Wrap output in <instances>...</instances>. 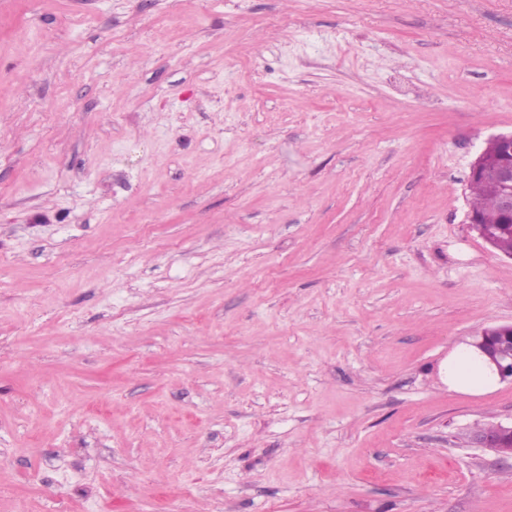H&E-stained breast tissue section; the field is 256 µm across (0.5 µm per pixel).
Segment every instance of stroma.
<instances>
[{"label":"stroma","instance_id":"obj_1","mask_svg":"<svg viewBox=\"0 0 512 512\" xmlns=\"http://www.w3.org/2000/svg\"><path fill=\"white\" fill-rule=\"evenodd\" d=\"M511 131L512 0H0V512H512ZM488 144L497 147L492 155L486 154ZM476 179H492L499 185L501 224H508L512 230V133L495 135L487 141L471 169L470 181ZM472 195L471 208L480 214L490 227H495L498 220L496 192L490 185L479 181L470 184ZM495 373L499 380L512 381V323L484 328L466 343ZM466 345L454 349L445 363L451 389L480 393L494 386L497 379ZM473 440L479 448L512 461V423L489 425L481 429Z\"/></svg>","mask_w":512,"mask_h":512}]
</instances>
